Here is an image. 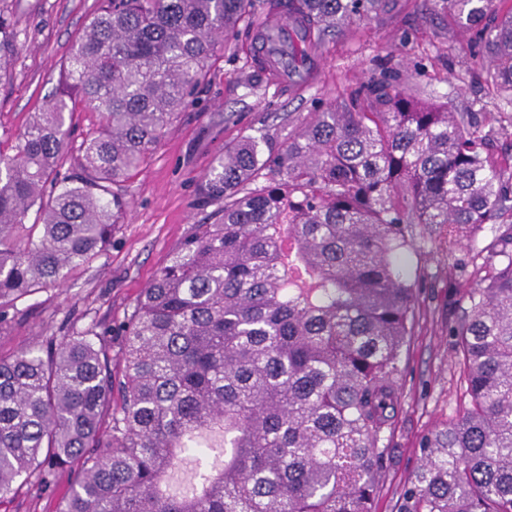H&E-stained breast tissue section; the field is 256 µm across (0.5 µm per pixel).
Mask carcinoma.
<instances>
[{
    "instance_id": "carcinoma-1",
    "label": "carcinoma",
    "mask_w": 512,
    "mask_h": 512,
    "mask_svg": "<svg viewBox=\"0 0 512 512\" xmlns=\"http://www.w3.org/2000/svg\"><path fill=\"white\" fill-rule=\"evenodd\" d=\"M298 24L274 75L311 62L330 32L389 0H285ZM490 57L512 106V6L444 0ZM252 0H104L74 44L66 87L0 154V323L17 300L64 283L112 243L114 187L146 164L224 55ZM102 116L70 150L65 114ZM489 132L481 131L482 124ZM512 113L454 112L386 71L301 119L276 150L246 137L204 183L218 222L193 224L114 339L95 328L0 356V496L80 466L58 512H372L383 429L424 271L448 228L470 249L469 306L448 318L471 408L425 435L400 512H512V163L489 133ZM35 219L28 222L29 212ZM218 432L224 459L205 464Z\"/></svg>"
}]
</instances>
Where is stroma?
I'll return each instance as SVG.
<instances>
[{"label": "stroma", "mask_w": 512, "mask_h": 512, "mask_svg": "<svg viewBox=\"0 0 512 512\" xmlns=\"http://www.w3.org/2000/svg\"><path fill=\"white\" fill-rule=\"evenodd\" d=\"M98 6L99 0H0V39L13 46L0 57L1 152L12 153L18 134L58 88L69 52ZM252 43L239 32L147 164L118 186L127 211L107 251L61 287L17 301L10 321L0 325V354L64 329L116 333L189 226L210 223L216 206L203 202L201 186L224 146L253 136L262 149L278 148L299 119L322 111L342 87L379 67L392 68L401 86L452 111L499 109L498 98L481 85L489 57L477 52L471 34L448 29L442 0H394L378 20L328 36L317 78L303 90L283 88L257 70ZM469 249L466 242L449 249L441 237L421 258L425 278L401 352L403 377L373 512H398L421 465L422 437L470 405L463 359L448 335L450 310L465 304L476 285L467 273L449 280L448 257L467 258ZM70 481L66 475L44 489L33 479L17 484L0 498V512H55Z\"/></svg>", "instance_id": "obj_1"}]
</instances>
